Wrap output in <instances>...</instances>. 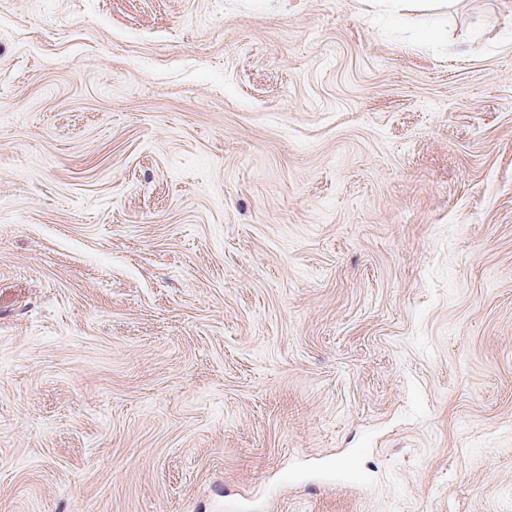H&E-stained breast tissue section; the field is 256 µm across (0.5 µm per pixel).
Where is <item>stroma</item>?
Listing matches in <instances>:
<instances>
[{"label":"stroma","instance_id":"35a3bbf8","mask_svg":"<svg viewBox=\"0 0 512 512\" xmlns=\"http://www.w3.org/2000/svg\"><path fill=\"white\" fill-rule=\"evenodd\" d=\"M0 512H512V0H0Z\"/></svg>","mask_w":512,"mask_h":512}]
</instances>
